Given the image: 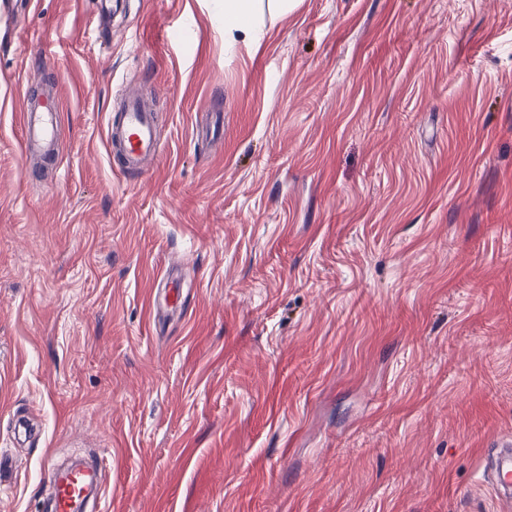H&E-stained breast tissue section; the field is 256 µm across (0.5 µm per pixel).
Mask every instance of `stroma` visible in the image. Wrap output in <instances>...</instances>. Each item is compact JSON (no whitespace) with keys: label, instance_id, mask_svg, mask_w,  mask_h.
I'll use <instances>...</instances> for the list:
<instances>
[{"label":"stroma","instance_id":"1","mask_svg":"<svg viewBox=\"0 0 512 512\" xmlns=\"http://www.w3.org/2000/svg\"><path fill=\"white\" fill-rule=\"evenodd\" d=\"M33 2L0 16V512L103 449L102 512H499L512 0H298L233 46L224 0ZM121 118L119 127L108 129V147L122 153L129 168L137 169L147 158H155L162 152L153 120L135 98L121 91ZM59 100L44 108L27 105L22 113V148L24 152L49 151L56 145Z\"/></svg>","mask_w":512,"mask_h":512}]
</instances>
